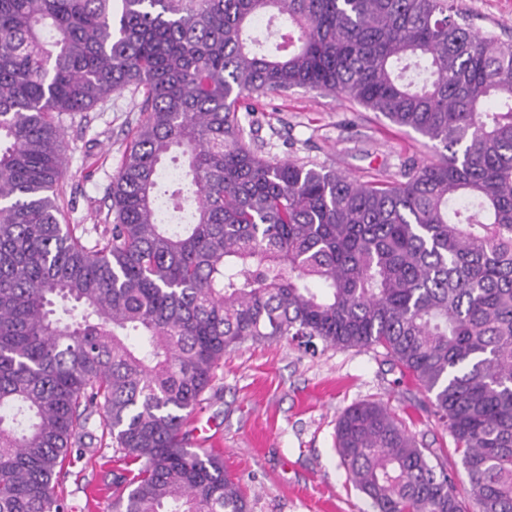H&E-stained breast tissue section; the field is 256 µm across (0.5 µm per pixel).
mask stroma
<instances>
[{
	"instance_id": "obj_1",
	"label": "stroma",
	"mask_w": 512,
	"mask_h": 512,
	"mask_svg": "<svg viewBox=\"0 0 512 512\" xmlns=\"http://www.w3.org/2000/svg\"><path fill=\"white\" fill-rule=\"evenodd\" d=\"M482 33L512 43V0H453ZM141 94L126 89L90 112L64 116L66 174L61 204L68 223L103 224L107 191L142 118ZM247 117L262 155L333 168L365 181L397 177L408 160L433 151L412 130L392 125L361 105L298 88L254 102ZM375 401L394 412L421 447L432 449L468 479L454 444L435 415L428 394L386 361L381 349L309 351L288 339L244 342L227 352L190 422L217 437L224 467L246 494L249 512H368L364 495L349 480L336 452V421L348 406ZM90 444L69 468L62 490L68 512H112V502H89L88 488L112 479L103 457L111 438L90 422Z\"/></svg>"
}]
</instances>
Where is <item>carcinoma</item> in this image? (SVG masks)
I'll use <instances>...</instances> for the list:
<instances>
[{
	"instance_id": "obj_1",
	"label": "carcinoma",
	"mask_w": 512,
	"mask_h": 512,
	"mask_svg": "<svg viewBox=\"0 0 512 512\" xmlns=\"http://www.w3.org/2000/svg\"><path fill=\"white\" fill-rule=\"evenodd\" d=\"M131 86L144 118L86 243L62 116ZM296 88L435 159L361 182L259 154L240 111ZM279 338L381 348L433 395L463 492L382 404L338 418L373 512H512V44L448 0H0V512H66L94 415L114 512H248L188 420L226 352Z\"/></svg>"
}]
</instances>
